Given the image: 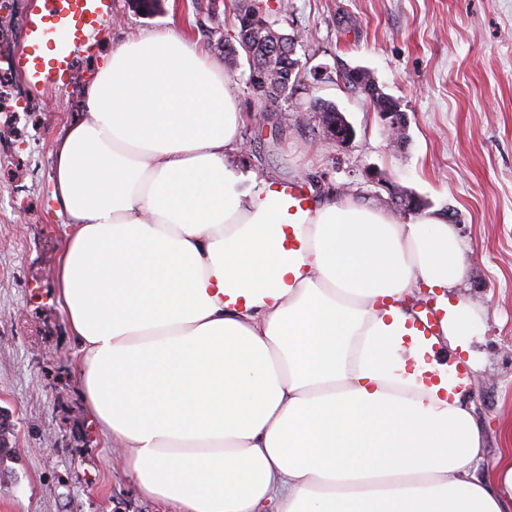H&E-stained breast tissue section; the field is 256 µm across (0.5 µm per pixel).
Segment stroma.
<instances>
[{"mask_svg":"<svg viewBox=\"0 0 512 512\" xmlns=\"http://www.w3.org/2000/svg\"><path fill=\"white\" fill-rule=\"evenodd\" d=\"M276 28L299 36L307 67L370 71L408 118L393 144L368 98L343 82L261 104L247 62L224 74L245 115L238 165L392 209L407 190L419 211L455 225L468 275L456 286L478 318L475 385L467 395L488 469L512 448V0H264ZM174 28L212 57L237 35L235 0H158L153 11L113 0L93 50L77 55L66 89L31 88L0 70V407L11 411L0 462V512H158L124 473L121 453L88 426L72 370L75 341L53 301L64 236L51 200V151L83 110L82 92L130 35ZM336 105L355 130L324 135L310 98Z\"/></svg>","mask_w":512,"mask_h":512,"instance_id":"35a3bbf8","label":"stroma"}]
</instances>
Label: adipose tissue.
I'll return each mask as SVG.
<instances>
[{
  "label": "adipose tissue",
  "instance_id": "obj_1",
  "mask_svg": "<svg viewBox=\"0 0 512 512\" xmlns=\"http://www.w3.org/2000/svg\"><path fill=\"white\" fill-rule=\"evenodd\" d=\"M53 145L55 299L89 423L166 512H512V451L478 473L468 274L440 216L349 197L292 216L236 190L243 115L224 70L167 29L114 47ZM438 290L439 336L404 305Z\"/></svg>",
  "mask_w": 512,
  "mask_h": 512
}]
</instances>
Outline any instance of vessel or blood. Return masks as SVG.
<instances>
[{
    "mask_svg": "<svg viewBox=\"0 0 512 512\" xmlns=\"http://www.w3.org/2000/svg\"><path fill=\"white\" fill-rule=\"evenodd\" d=\"M112 13V0H41L26 18L28 49L17 59L30 86L64 89L73 67L77 48L87 45L102 31L103 22ZM53 53H40L44 43ZM278 192L289 214L305 210L308 195L299 184H281Z\"/></svg>",
    "mask_w": 512,
    "mask_h": 512,
    "instance_id": "b4317fda",
    "label": "vessel or blood"
}]
</instances>
